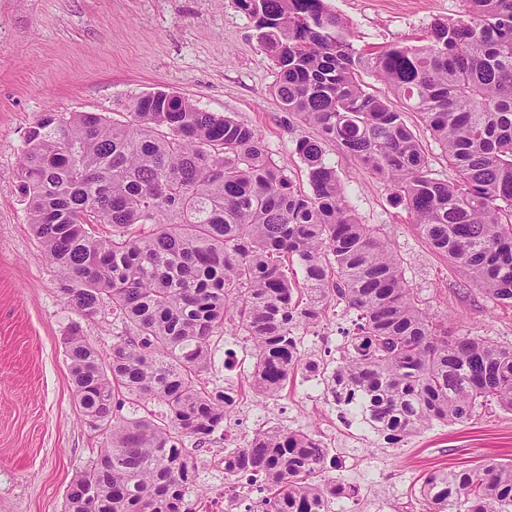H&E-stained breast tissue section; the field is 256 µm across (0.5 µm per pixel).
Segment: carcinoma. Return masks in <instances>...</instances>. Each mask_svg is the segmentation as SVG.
Wrapping results in <instances>:
<instances>
[{"mask_svg": "<svg viewBox=\"0 0 512 512\" xmlns=\"http://www.w3.org/2000/svg\"><path fill=\"white\" fill-rule=\"evenodd\" d=\"M234 3L273 62L281 107L318 130L296 143L309 190L256 128L163 90L135 98L127 124L43 112L26 132L16 179L60 292L122 329L107 349L76 323L63 336L77 409L109 432L77 468L65 512H189L201 461L184 441H205L237 407L238 391L201 379L226 322L252 343L254 396L273 400L302 365L298 331L344 303L357 319L331 393L360 401L388 441L491 403L512 411V343L457 336L422 308L325 159L332 142L389 182L428 244L511 305L512 0H463L417 43L381 47L355 45L327 0ZM407 110L456 181L432 176ZM126 402L146 414H118ZM326 460L309 434L272 428L224 451V478L263 485L247 512H323ZM418 493L420 512H512V465L433 470Z\"/></svg>", "mask_w": 512, "mask_h": 512, "instance_id": "obj_1", "label": "carcinoma"}]
</instances>
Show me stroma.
<instances>
[{"label": "stroma", "mask_w": 512, "mask_h": 512, "mask_svg": "<svg viewBox=\"0 0 512 512\" xmlns=\"http://www.w3.org/2000/svg\"><path fill=\"white\" fill-rule=\"evenodd\" d=\"M348 23L356 44L409 43L437 18H455L462 0H329ZM275 71L262 52L252 21L233 0H0V512H65V493L78 466L106 442L103 430L78 414L62 338L72 322L109 347L119 328L108 319H80L67 306L60 282L28 224L15 174L26 131L41 113L97 112L131 121L130 102L157 90L174 91L199 109L230 114L255 127L269 157L306 184L297 140L314 127L282 109L272 93ZM405 120L429 167L441 180L457 174L417 114ZM326 160L345 185L362 223L384 236L401 259L422 307L448 315L457 335L512 342V305L472 286L465 274L435 252L392 201L389 184L364 169L336 144ZM352 316L344 305L323 311L302 335L304 357L336 363ZM251 345L228 327L203 375L208 389L249 388ZM302 373H293L282 396L256 403L241 399L231 431L216 430L205 443L187 439L188 455L205 460L244 445L267 427L331 434L336 459L352 446L381 460L387 477L360 487L357 512L385 501L386 512H417L414 495L425 473L437 468L512 464V412L484 408L465 423L435 425L389 443L374 432L340 422L327 399L306 398Z\"/></svg>", "instance_id": "obj_1"}]
</instances>
